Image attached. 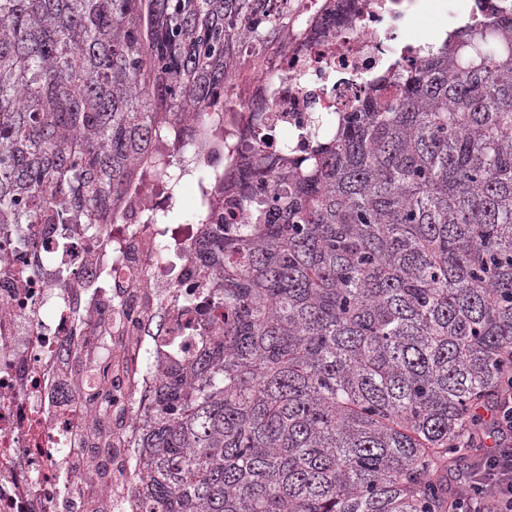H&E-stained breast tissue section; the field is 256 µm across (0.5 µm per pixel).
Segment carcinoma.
<instances>
[{
    "mask_svg": "<svg viewBox=\"0 0 512 512\" xmlns=\"http://www.w3.org/2000/svg\"><path fill=\"white\" fill-rule=\"evenodd\" d=\"M288 0H0V224H113L224 136V84ZM183 175L211 309L149 395L142 512H457L512 384V16L452 30L301 158ZM250 212L206 221L207 189Z\"/></svg>",
    "mask_w": 512,
    "mask_h": 512,
    "instance_id": "1",
    "label": "carcinoma"
}]
</instances>
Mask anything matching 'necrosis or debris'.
Segmentation results:
<instances>
[{
  "instance_id": "1",
  "label": "necrosis or debris",
  "mask_w": 512,
  "mask_h": 512,
  "mask_svg": "<svg viewBox=\"0 0 512 512\" xmlns=\"http://www.w3.org/2000/svg\"><path fill=\"white\" fill-rule=\"evenodd\" d=\"M432 0H288V34L259 65H242L224 94V136L192 162L243 169L256 146L249 116L272 118L269 151L305 153L317 118L360 111L374 82L411 72L434 46L413 29ZM154 180L129 195L119 223L0 224V512H139L141 405L165 343L191 358L189 323L210 283L195 259L196 227L159 237L143 221L167 209ZM26 234L30 247L15 244ZM66 251H59V240ZM96 419L103 440L86 422Z\"/></svg>"
}]
</instances>
